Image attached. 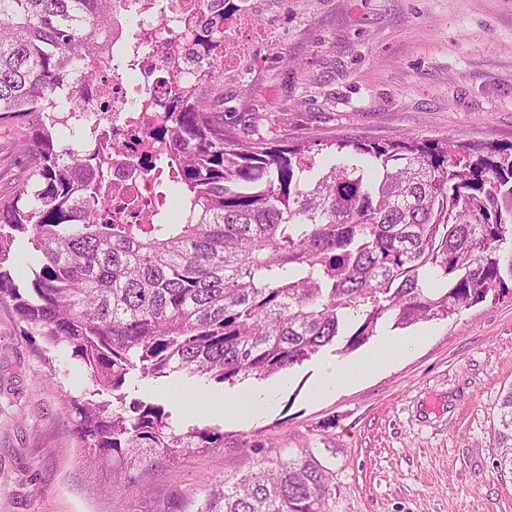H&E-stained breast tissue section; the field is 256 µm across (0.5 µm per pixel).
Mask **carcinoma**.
<instances>
[{"label":"carcinoma","mask_w":512,"mask_h":512,"mask_svg":"<svg viewBox=\"0 0 512 512\" xmlns=\"http://www.w3.org/2000/svg\"><path fill=\"white\" fill-rule=\"evenodd\" d=\"M138 0H0V126L16 120L25 165L0 190V302L71 351L96 402L64 394L86 461L133 484L224 447L216 427L177 433L165 406L126 403L127 377L185 372L230 385L283 373L346 337L446 319L512 282V146L240 139L224 128V68L178 84L155 137L174 171L173 217L147 204L136 224L99 207L112 192L99 155L59 146L58 95L117 72L119 14ZM199 50L224 29L194 33ZM25 237L32 278L17 283ZM494 465L512 474V389L501 399ZM328 468L309 449L262 457L185 500L179 512H326Z\"/></svg>","instance_id":"cac0c4a2"}]
</instances>
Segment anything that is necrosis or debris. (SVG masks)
I'll list each match as a JSON object with an SVG mask.
<instances>
[{"mask_svg": "<svg viewBox=\"0 0 512 512\" xmlns=\"http://www.w3.org/2000/svg\"><path fill=\"white\" fill-rule=\"evenodd\" d=\"M140 5V23L149 30L150 39L144 42L135 33L124 32L114 41L112 52L119 57L137 49L143 65L133 76L95 84L85 109L67 117L84 145H93L109 128L125 138V151L104 165L105 177L112 184L111 195L100 200L105 208L120 204L131 208L141 202L157 209L166 207L159 187L170 173L153 159L154 134L166 124L162 103L177 81L193 79L198 70L213 63L206 55L192 57V39L185 24L189 17L202 24L212 19L214 12L207 0H141ZM259 16L257 0H225V80L238 79L258 62L262 49L279 43V32L259 25Z\"/></svg>", "mask_w": 512, "mask_h": 512, "instance_id": "1", "label": "necrosis or debris"}]
</instances>
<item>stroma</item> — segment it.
Here are the masks:
<instances>
[{"label": "stroma", "mask_w": 512, "mask_h": 512, "mask_svg": "<svg viewBox=\"0 0 512 512\" xmlns=\"http://www.w3.org/2000/svg\"><path fill=\"white\" fill-rule=\"evenodd\" d=\"M261 22L281 41L244 81L224 86V121L282 143L400 137L512 145V0H296ZM0 303V512H176L186 497L259 455L310 448L330 470L328 512H512V474L493 466V427L512 389V291L403 329L415 338L384 371L331 396L323 368L362 358L320 349L284 374L214 384L174 373L133 377L128 399L164 404L176 432L212 426L224 445L153 466L103 493L85 462L64 391L93 386L69 351L30 341ZM272 389L242 422L222 400Z\"/></svg>", "instance_id": "stroma-1"}]
</instances>
